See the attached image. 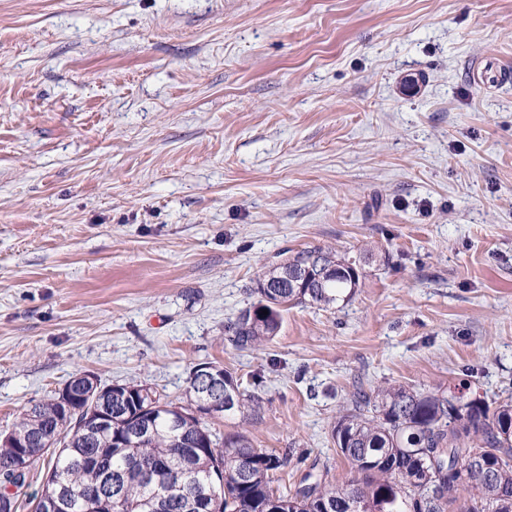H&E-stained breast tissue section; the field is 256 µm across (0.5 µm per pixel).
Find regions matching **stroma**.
Here are the masks:
<instances>
[{
	"instance_id": "stroma-1",
	"label": "stroma",
	"mask_w": 512,
	"mask_h": 512,
	"mask_svg": "<svg viewBox=\"0 0 512 512\" xmlns=\"http://www.w3.org/2000/svg\"><path fill=\"white\" fill-rule=\"evenodd\" d=\"M307 247L352 300L233 347ZM204 362L290 488L346 476L357 388L512 398V0H0V435L79 372L186 404ZM207 388L210 391L212 399L219 402V407L214 410V415L223 416L225 414L239 412L245 417V415L248 416L257 413L261 407L262 398L260 395L246 387H243L242 383H240V381L227 370H224V385L217 386L215 384H211L206 387V389ZM228 392H230L229 395ZM227 400L233 403V407L231 409H226L224 407L230 406V402L226 403ZM224 401L226 405H224Z\"/></svg>"
}]
</instances>
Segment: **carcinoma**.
<instances>
[{
	"label": "carcinoma",
	"instance_id": "1",
	"mask_svg": "<svg viewBox=\"0 0 512 512\" xmlns=\"http://www.w3.org/2000/svg\"><path fill=\"white\" fill-rule=\"evenodd\" d=\"M360 286L356 262L331 249L297 251L255 280L258 300L229 322L230 341L256 348L278 334L290 308L333 310ZM72 382L82 401L69 416L58 417L55 395L24 410L12 430L31 440L34 461H47L42 495L56 496L59 512H206L216 496L222 512H269L275 493L278 512H512V399L458 410L443 394L404 385L359 388L353 408L331 429L350 476L333 483L326 472H308L282 492L273 484L282 480L286 457L241 434L220 438L191 413L205 386L199 377H189L190 402L181 406L142 383L98 395L80 377ZM208 390L219 402L217 415L248 416L261 407L260 395L227 370L224 384ZM108 409L112 430L104 433L91 422ZM14 453L1 439L0 512H11V488L21 486L4 469Z\"/></svg>",
	"mask_w": 512,
	"mask_h": 512
}]
</instances>
